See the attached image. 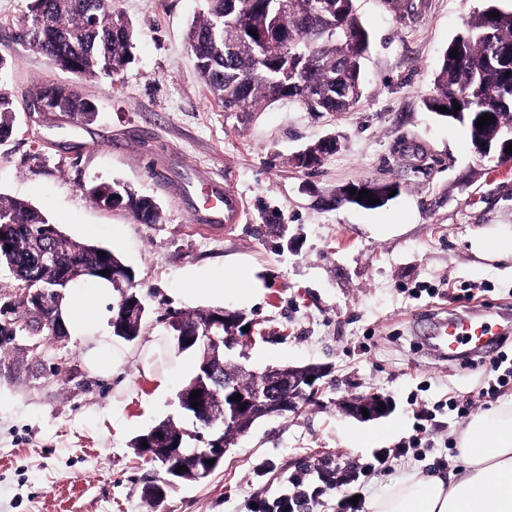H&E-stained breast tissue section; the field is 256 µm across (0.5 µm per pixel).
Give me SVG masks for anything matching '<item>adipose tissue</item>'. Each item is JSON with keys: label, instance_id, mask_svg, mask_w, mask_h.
<instances>
[{"label": "adipose tissue", "instance_id": "1", "mask_svg": "<svg viewBox=\"0 0 512 512\" xmlns=\"http://www.w3.org/2000/svg\"><path fill=\"white\" fill-rule=\"evenodd\" d=\"M210 294L234 296L242 302L257 296L250 269L232 265L222 279H190L187 298ZM109 285L92 292L68 295L60 310L74 337L84 348L87 365L108 374L119 365L122 352L114 347L109 326L99 323ZM371 512H512V404L479 415L460 438L454 468L445 473L416 472L390 485L369 503Z\"/></svg>", "mask_w": 512, "mask_h": 512}]
</instances>
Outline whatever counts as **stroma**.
<instances>
[{"instance_id": "35a3bbf8", "label": "stroma", "mask_w": 512, "mask_h": 512, "mask_svg": "<svg viewBox=\"0 0 512 512\" xmlns=\"http://www.w3.org/2000/svg\"><path fill=\"white\" fill-rule=\"evenodd\" d=\"M30 2L0 0L15 109L14 132L0 142V196L28 201L77 241L111 248L133 270L147 317L111 375L92 373L69 336L0 351V512H253L322 460L365 464L402 444L415 456L368 474L363 498L414 471H447L468 425L456 406L472 404L477 416L512 401V383L478 399L484 369L415 345L433 313H480L496 327L512 319V258L473 248L479 232L512 237V161L481 157L464 126L423 105L449 42L486 0H412L403 20L396 0H357L371 37L362 104L321 114L281 101L247 119L212 96L188 49L204 0H112L133 23L136 47L121 74L100 79L58 70L17 42ZM36 82L78 91L97 117L29 112ZM329 134L340 140L336 153L313 169L288 166L289 154ZM162 157L172 162L163 176ZM196 176L242 196L241 223L196 230L195 197L172 189ZM111 179L156 198L160 223L96 205L88 187ZM363 180L397 192L376 209L335 204L340 189ZM384 224L401 230L381 232ZM233 263L252 267L255 301L182 298L189 275L219 278ZM216 307L241 312L259 333L226 363L330 372L294 412L257 421L208 478L148 499L162 468L130 442L176 416L179 387L156 393L145 356L168 337L170 316ZM373 392L389 401L383 417L342 412V400ZM360 432L370 440L357 441Z\"/></svg>"}]
</instances>
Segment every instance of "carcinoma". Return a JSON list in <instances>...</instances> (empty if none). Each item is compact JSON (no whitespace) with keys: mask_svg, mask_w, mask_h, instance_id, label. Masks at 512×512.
<instances>
[{"mask_svg":"<svg viewBox=\"0 0 512 512\" xmlns=\"http://www.w3.org/2000/svg\"><path fill=\"white\" fill-rule=\"evenodd\" d=\"M206 8L187 32L200 77L226 112L249 115L288 99L309 112H346L347 87L363 86L362 60L370 34L357 15L355 0H205ZM489 5L471 17L460 37L467 40L464 61L443 54L434 79V91L425 108L463 112V125L475 147L492 140L498 153L502 131L512 122V67H485L493 52L512 47V11ZM255 31L252 36L249 31ZM17 38L61 70L95 78L113 77L131 63L134 30L112 10V0H32ZM46 88L76 118L95 115L93 102L77 91L54 84ZM493 111L490 124L476 127L478 113ZM14 129L12 100L0 93V141ZM336 151L332 142L306 147L305 169L318 166ZM97 205L120 208L142 224L162 217L158 202L117 181L101 182L88 190ZM50 219L26 201L0 196V267L9 269L18 285L46 288L64 299L85 287L86 279L63 282L53 269L95 265L121 266L112 249L79 242L61 229L44 235ZM106 255H100V252ZM135 278L113 289V313L138 298ZM0 309V348L15 336H41L50 331L49 312L29 308L20 297ZM218 312L212 308L177 316L187 331L203 328Z\"/></svg>","mask_w":512,"mask_h":512,"instance_id":"carcinoma-1","label":"carcinoma"}]
</instances>
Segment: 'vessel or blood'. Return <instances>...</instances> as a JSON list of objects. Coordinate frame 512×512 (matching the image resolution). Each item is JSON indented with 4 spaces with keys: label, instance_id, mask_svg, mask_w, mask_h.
Here are the masks:
<instances>
[{
    "label": "vessel or blood",
    "instance_id": "vessel-or-blood-1",
    "mask_svg": "<svg viewBox=\"0 0 512 512\" xmlns=\"http://www.w3.org/2000/svg\"><path fill=\"white\" fill-rule=\"evenodd\" d=\"M201 195L205 202L197 209L202 228L216 232L225 226L240 223L245 206L235 192L209 182L202 184ZM429 336L423 337V348L443 354L454 353L463 346L472 347L480 356H488L497 340V334L488 323L476 324L463 318H432Z\"/></svg>",
    "mask_w": 512,
    "mask_h": 512
}]
</instances>
